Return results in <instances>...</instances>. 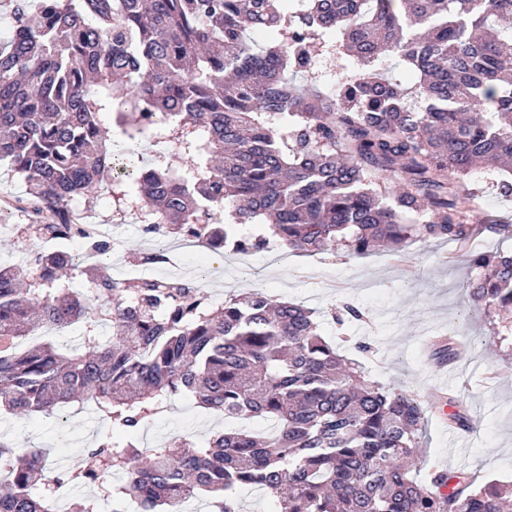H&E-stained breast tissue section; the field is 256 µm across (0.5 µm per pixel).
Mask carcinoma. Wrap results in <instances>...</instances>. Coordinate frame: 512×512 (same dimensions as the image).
Segmentation results:
<instances>
[{
  "mask_svg": "<svg viewBox=\"0 0 512 512\" xmlns=\"http://www.w3.org/2000/svg\"><path fill=\"white\" fill-rule=\"evenodd\" d=\"M15 0L0 43V161L26 185L37 231L104 254L112 240L64 202L132 169L145 233L224 244L239 225L314 256L393 254L417 242L512 237L462 206L474 168L512 174V0ZM330 49L349 73L324 86ZM397 57L407 84L385 75ZM114 119V124L105 117ZM148 130L166 151L139 172L112 140ZM184 162L176 170L170 156ZM473 312L495 343L512 335V251L471 250ZM80 270L87 288L60 287ZM112 324V337L98 334ZM84 325L82 350L22 348L41 329ZM189 395L241 424L199 446L141 448L162 404ZM92 402L110 429L94 465L51 468L37 448L0 440V512H52L54 487L95 493L69 512H241L259 488L272 512H512L498 484L442 470L408 476L425 410L389 392L321 334L315 311L264 292L214 308L181 277L116 280L38 250L0 265V411L29 415Z\"/></svg>",
  "mask_w": 512,
  "mask_h": 512,
  "instance_id": "obj_1",
  "label": "carcinoma"
}]
</instances>
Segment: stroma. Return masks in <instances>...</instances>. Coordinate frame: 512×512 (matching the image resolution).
<instances>
[{
    "label": "stroma",
    "mask_w": 512,
    "mask_h": 512,
    "mask_svg": "<svg viewBox=\"0 0 512 512\" xmlns=\"http://www.w3.org/2000/svg\"><path fill=\"white\" fill-rule=\"evenodd\" d=\"M499 181L498 175L480 173L473 185L483 212L512 224V195L503 194ZM67 206L87 223L118 225L119 251L128 260L140 252L167 248L173 240L168 233L146 236L135 216L118 220L107 187L90 199L74 197ZM45 245L23 216H8L0 226L1 264L26 263L32 252ZM155 273L160 278L176 273L196 281L214 306L230 296L259 290L324 313V336L342 338V351L363 361L374 379L387 388L413 393L426 407L410 477L421 480L438 468L474 476L480 483L512 484V368H503L496 347L486 339V326L472 312L470 270L458 244L418 243L400 255L386 251L363 257L340 251L314 257L292 255L284 264L264 251L253 253L248 265L228 252L192 254L177 265L156 267ZM345 302L362 308L367 321L340 326L328 318L330 308ZM447 333L467 349L448 366V383L441 386L435 379L427 339ZM364 343L370 350L362 354L358 347ZM440 388L453 398L449 413L470 418V433L449 434L443 420L431 412L432 393ZM105 429L103 416L90 403L49 415L0 412L1 440L46 449L58 465L73 470L91 466L86 450ZM223 429V418L182 396L169 402L135 439L144 448L182 437L203 444Z\"/></svg>",
    "instance_id": "35a3bbf8"
}]
</instances>
